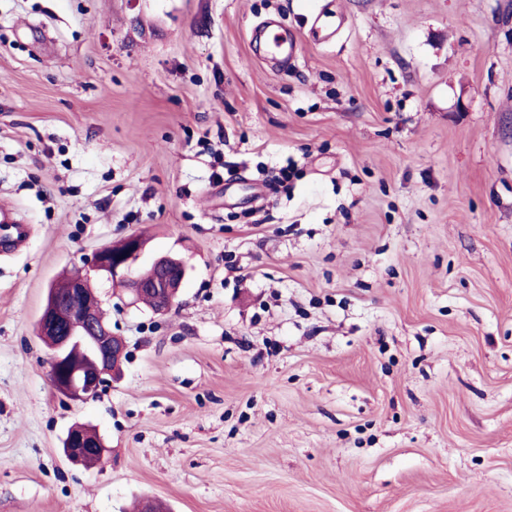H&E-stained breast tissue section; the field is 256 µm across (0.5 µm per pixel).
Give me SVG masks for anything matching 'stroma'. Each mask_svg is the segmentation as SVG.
Wrapping results in <instances>:
<instances>
[{"label":"stroma","instance_id":"35a3bbf8","mask_svg":"<svg viewBox=\"0 0 512 512\" xmlns=\"http://www.w3.org/2000/svg\"><path fill=\"white\" fill-rule=\"evenodd\" d=\"M1 205L0 512H512V0H0ZM129 234L178 301L96 281L70 400L48 288ZM145 242L135 234L97 250L85 273L71 276L65 288L50 287L37 322V335L50 348V377L55 390L73 400L99 394L118 371L125 344L106 322L92 284L106 278L120 284L133 302L151 299L157 314L176 303L186 276L183 259L165 254L151 262L143 275L136 268ZM67 324L65 332L60 327ZM65 440L66 450L64 454L69 461L85 465L90 448H96L94 451L97 454H91L88 463L98 465L106 463L107 448L99 435L97 439L90 441L86 439V435L84 431L81 430L80 425H76L68 431ZM65 440L63 441V451L65 449Z\"/></svg>","mask_w":512,"mask_h":512}]
</instances>
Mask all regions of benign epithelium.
Returning a JSON list of instances; mask_svg holds the SVG:
<instances>
[{
	"mask_svg": "<svg viewBox=\"0 0 512 512\" xmlns=\"http://www.w3.org/2000/svg\"><path fill=\"white\" fill-rule=\"evenodd\" d=\"M145 242L135 234L97 250L88 269L71 276L63 288L52 285L37 322V335L50 348V377L55 390L73 400H86L99 394L118 371L125 344L106 322L93 279L106 278L123 287L133 302L151 299L157 314L176 303L186 276L183 259L165 254L153 259L154 275L147 279L138 273L137 263ZM106 455L102 438L86 439L80 426L66 435V458L86 464L90 449Z\"/></svg>",
	"mask_w": 512,
	"mask_h": 512,
	"instance_id": "7a95c632",
	"label": "benign epithelium"
}]
</instances>
